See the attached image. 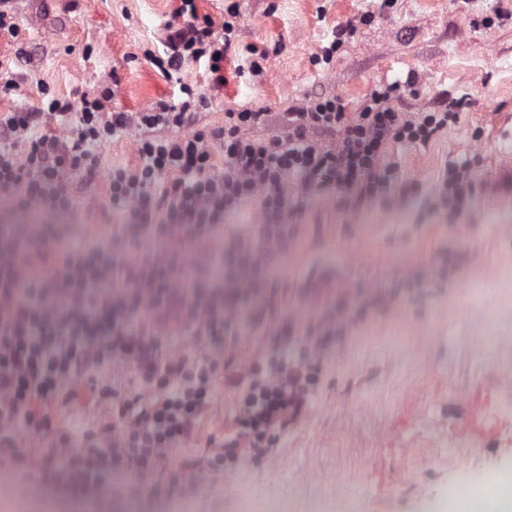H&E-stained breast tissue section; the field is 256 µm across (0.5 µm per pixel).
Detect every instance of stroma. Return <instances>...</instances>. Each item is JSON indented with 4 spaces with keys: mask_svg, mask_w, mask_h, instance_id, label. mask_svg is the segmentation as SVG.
<instances>
[{
    "mask_svg": "<svg viewBox=\"0 0 512 512\" xmlns=\"http://www.w3.org/2000/svg\"><path fill=\"white\" fill-rule=\"evenodd\" d=\"M233 3L238 49L214 96L204 64L186 66L175 82L143 55L158 46L177 0H18V36L0 35V54L18 59L0 111L36 105L45 87L74 103L114 78L115 105L137 112L180 101L184 83L211 96L196 128L223 125L225 112L251 103L271 114L256 130L266 136L280 131L279 113L310 98H339L353 113L379 82L404 83L411 72L416 83L393 99L406 117L461 97L468 106L428 146L390 148V198L353 209L329 191L288 215L293 231L274 259L276 279L250 270L220 236L213 263L194 271L215 300L247 308L274 298L291 318L293 356L325 317L347 316L314 367L308 413L277 435L268 457L198 497L169 493L151 476L118 495L122 472L91 491L21 473L0 491V512H71L79 502L102 512H422L428 500L448 512L462 476L478 482L496 458L512 460V388L500 385L512 379V288L490 279L512 266V196L488 187L494 163L512 156V0H198V8L220 22ZM346 25L353 31L330 65H317L321 45ZM251 45L268 51L259 81L237 72ZM140 136L132 128L99 147L102 172L89 186L74 180V211L32 218L0 200V238H32L46 224L125 223L105 173L137 164ZM451 164L466 166L470 189L446 208L435 189ZM477 331L485 346L474 345ZM484 388L492 434L451 437L465 395Z\"/></svg>",
    "mask_w": 512,
    "mask_h": 512,
    "instance_id": "35a3bbf8",
    "label": "stroma"
}]
</instances>
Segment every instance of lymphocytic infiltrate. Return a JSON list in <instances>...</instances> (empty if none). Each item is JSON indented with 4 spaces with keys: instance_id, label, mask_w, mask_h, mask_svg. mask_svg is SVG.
I'll return each mask as SVG.
<instances>
[{
    "instance_id": "obj_1",
    "label": "lymphocytic infiltrate",
    "mask_w": 512,
    "mask_h": 512,
    "mask_svg": "<svg viewBox=\"0 0 512 512\" xmlns=\"http://www.w3.org/2000/svg\"><path fill=\"white\" fill-rule=\"evenodd\" d=\"M239 9L222 23L179 0L164 24L162 52L145 56L168 79L205 61L213 90L239 33ZM398 82L375 86L359 112L335 98L315 97L289 113L284 129L265 138L255 128L263 108L225 113L222 127L193 129L206 99L181 85L179 103L160 100L137 111L112 107L113 90L69 103L44 95L35 108L0 113V198L32 212L75 208L70 179L92 182L101 167L95 148L129 127L143 135L139 162L107 174L111 201L129 223L99 231L77 248L65 229L43 228L27 253L0 241V476L24 471L64 487L96 482L122 469L165 471L169 489L201 493L214 470L235 471L265 455L268 434L287 429L306 409L310 375L280 355L240 360L246 331L283 334L272 305L245 312L218 307L194 288L190 273L226 214L257 198L261 236L285 242L282 212L336 190L349 207L388 197L394 144L425 145L464 101L407 119L391 105ZM66 124L65 138L35 135L36 125ZM336 136L328 146L323 136ZM232 371L239 413L227 432L201 436L216 403V386ZM92 405L80 442L61 427L80 388ZM202 441L201 457L180 455Z\"/></svg>"
}]
</instances>
